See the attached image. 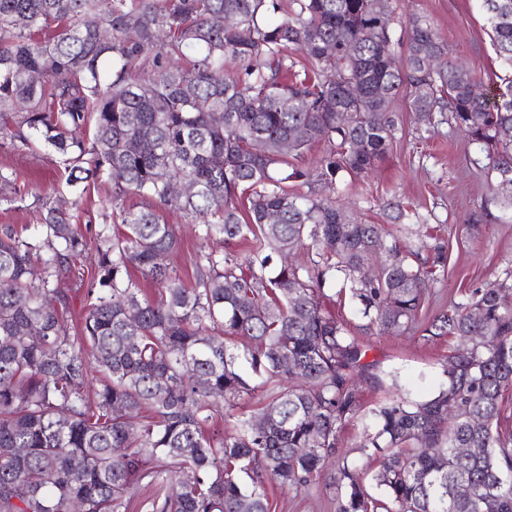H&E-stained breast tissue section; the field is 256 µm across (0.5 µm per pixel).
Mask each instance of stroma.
Segmentation results:
<instances>
[{
  "label": "stroma",
  "mask_w": 512,
  "mask_h": 512,
  "mask_svg": "<svg viewBox=\"0 0 512 512\" xmlns=\"http://www.w3.org/2000/svg\"><path fill=\"white\" fill-rule=\"evenodd\" d=\"M395 16L409 13L425 15L437 34L448 45V56L467 61L478 82L489 83L502 68L491 44L489 30L476 0H392ZM401 123L387 153L376 162L368 176L346 188V200L352 212L377 224L387 223L385 206L400 198L429 218V235L448 245V263L439 272L425 309L435 314L461 300L465 294L487 285L512 271V221L507 220L498 192L489 188L486 175L478 166L486 154L471 145L448 125L420 135L414 115L405 104H398ZM10 168L34 186L38 193L70 206L79 201L74 223L79 231L101 224L110 209L112 188L98 183L74 198L64 186L63 167L50 150L39 155L18 154L0 147V166ZM481 222L470 223L471 214ZM167 223L176 227L180 245L170 257V265L181 278L191 277L197 253L227 251L245 257L247 247L235 241L223 244L203 240L196 225L187 223L182 211L169 207L163 212ZM80 277L58 281V288L70 297L72 318H80L88 289L97 287L101 271L95 249H88L77 261ZM326 310L342 314L361 326V341L369 349V359L383 373H393L390 391L365 387L366 410L374 408L384 396L419 398L445 385L444 365L453 348L448 338L424 340L417 331L395 336L364 330V318L352 306H339L327 300ZM266 492L271 512H336L335 487L318 484L307 492L293 491L270 482Z\"/></svg>",
  "instance_id": "stroma-1"
}]
</instances>
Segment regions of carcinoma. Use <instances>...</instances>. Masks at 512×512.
I'll return each mask as SVG.
<instances>
[{
	"label": "carcinoma",
	"instance_id": "1",
	"mask_svg": "<svg viewBox=\"0 0 512 512\" xmlns=\"http://www.w3.org/2000/svg\"><path fill=\"white\" fill-rule=\"evenodd\" d=\"M477 2L512 70V0ZM406 26L399 57L390 0H0V146L52 149L69 186L109 183L124 227L95 232L103 275L75 328L52 283L87 238L0 167V206L41 216L36 239L0 225V512H130L145 488L150 512H270L265 479L307 490L329 467L337 512H512V271L429 320L425 340L457 341L448 383L371 409L358 448L378 467L337 448L362 383L382 381L349 322L323 309L325 287L361 305L362 329L404 333L448 260L445 242L423 259L342 202L345 177L387 152L397 98L420 129L446 124L490 149L485 174L512 194V74L476 95L427 17ZM350 80L364 94L338 112ZM319 143L314 169L296 164ZM129 193L148 206L125 208ZM172 203L203 239L247 242V260L211 251L178 277L159 213ZM388 208L408 235L429 223L399 199ZM259 390L267 429L250 417L208 433Z\"/></svg>",
	"mask_w": 512,
	"mask_h": 512
}]
</instances>
